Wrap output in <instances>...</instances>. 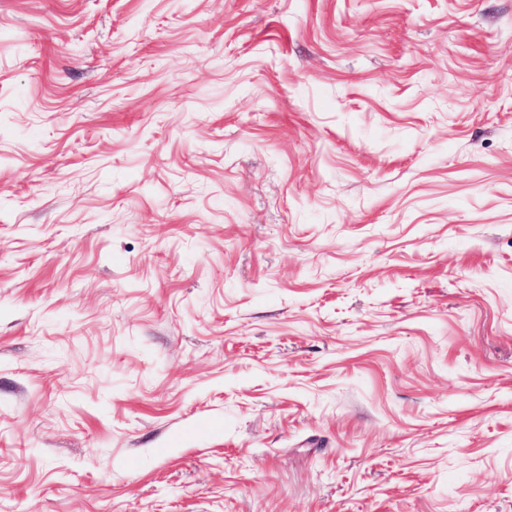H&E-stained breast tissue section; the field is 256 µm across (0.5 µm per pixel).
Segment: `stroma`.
I'll return each instance as SVG.
<instances>
[{
  "label": "stroma",
  "mask_w": 512,
  "mask_h": 512,
  "mask_svg": "<svg viewBox=\"0 0 512 512\" xmlns=\"http://www.w3.org/2000/svg\"><path fill=\"white\" fill-rule=\"evenodd\" d=\"M0 512H512V0H0Z\"/></svg>",
  "instance_id": "1"
}]
</instances>
